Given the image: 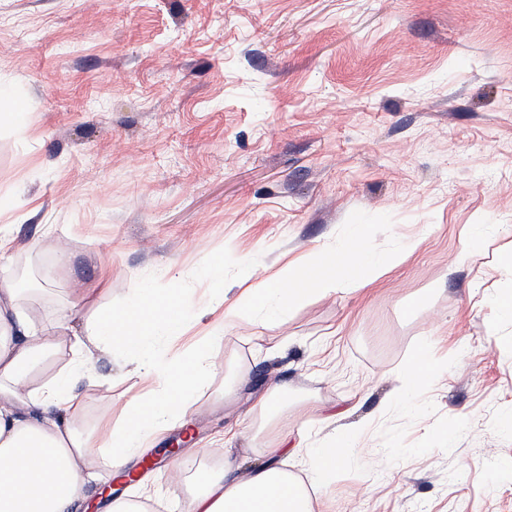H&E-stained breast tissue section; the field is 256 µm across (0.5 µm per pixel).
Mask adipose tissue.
Here are the masks:
<instances>
[{
  "label": "adipose tissue",
  "mask_w": 512,
  "mask_h": 512,
  "mask_svg": "<svg viewBox=\"0 0 512 512\" xmlns=\"http://www.w3.org/2000/svg\"><path fill=\"white\" fill-rule=\"evenodd\" d=\"M388 264L365 250L361 237L337 248L315 250L309 261L288 268L284 277L254 288L247 302L225 309V324L254 311L270 317L286 314L312 294H331L341 287L366 286ZM98 289L84 288L59 314L54 325H39L19 303V291L0 289V512H81L96 469L125 470L143 442L181 418L195 404L202 382L213 371L204 348L181 355H161L146 367L153 380L147 399L132 403L125 426L103 439L94 454L75 425L81 408L78 384L94 383L92 368L113 349L141 355L153 336H178L185 328L186 301L170 295L157 320H150V297L136 309L115 307L86 319V303L96 291H111L108 273ZM85 325L77 333L74 322ZM69 344V362L48 378L40 373L60 344ZM438 369L429 353L419 352L402 374L394 393L396 407L409 411L411 395L429 385ZM309 479L274 467L239 472L232 461L202 472L201 492L191 495L184 512H314L311 489L323 490L336 480L352 454L351 439L341 434L308 449Z\"/></svg>",
  "instance_id": "1"
}]
</instances>
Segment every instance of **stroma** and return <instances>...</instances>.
Segmentation results:
<instances>
[{
    "instance_id": "obj_1",
    "label": "stroma",
    "mask_w": 512,
    "mask_h": 512,
    "mask_svg": "<svg viewBox=\"0 0 512 512\" xmlns=\"http://www.w3.org/2000/svg\"><path fill=\"white\" fill-rule=\"evenodd\" d=\"M1 112L23 119L0 126V283L25 272L43 325L104 267L93 313L177 292L188 332L154 348L200 342L214 364L128 465L148 512H181L228 457L305 476V449L347 432L316 512H512V318L493 304L512 289V0H0ZM359 232L391 265L365 289L211 341L224 302ZM423 349L444 373L406 415L390 397ZM94 371L76 424L96 440L150 380L117 353ZM270 382L286 458L246 433Z\"/></svg>"
}]
</instances>
